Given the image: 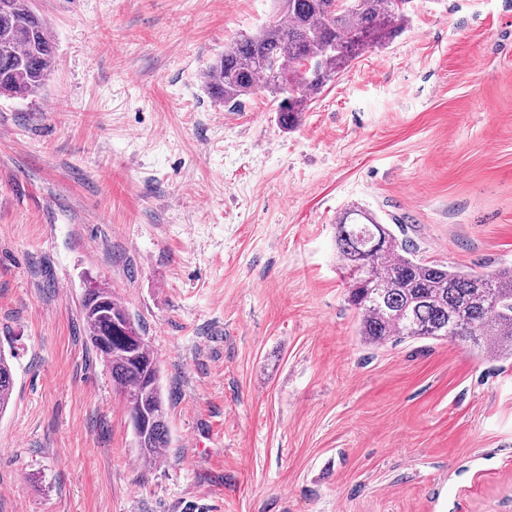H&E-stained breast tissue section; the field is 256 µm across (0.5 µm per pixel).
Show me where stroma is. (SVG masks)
<instances>
[{
	"mask_svg": "<svg viewBox=\"0 0 512 512\" xmlns=\"http://www.w3.org/2000/svg\"><path fill=\"white\" fill-rule=\"evenodd\" d=\"M56 46L0 97V512H512V362L366 346L353 205L426 259L512 264V0H412L281 126L203 74L276 0H34ZM139 318L169 401L142 463L81 300ZM14 389V379L8 358L0 352V414L9 405Z\"/></svg>",
	"mask_w": 512,
	"mask_h": 512,
	"instance_id": "stroma-1",
	"label": "stroma"
}]
</instances>
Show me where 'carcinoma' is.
<instances>
[{"mask_svg":"<svg viewBox=\"0 0 512 512\" xmlns=\"http://www.w3.org/2000/svg\"><path fill=\"white\" fill-rule=\"evenodd\" d=\"M279 14L224 45L206 69L207 93L231 108L258 92L279 99L280 124L293 127L307 103L362 51L404 29L408 0H278ZM55 46L31 0H0V95L24 97L49 79ZM335 242L357 312L358 336L368 345L447 340L494 360L512 358V266L491 272L429 261L405 237L403 225L382 224L359 206L336 219ZM84 331L110 367L123 398L138 456L156 465L169 445L160 367L145 330L103 284L89 285L81 304ZM14 379L0 353V413Z\"/></svg>","mask_w":512,"mask_h":512,"instance_id":"obj_1","label":"carcinoma"}]
</instances>
